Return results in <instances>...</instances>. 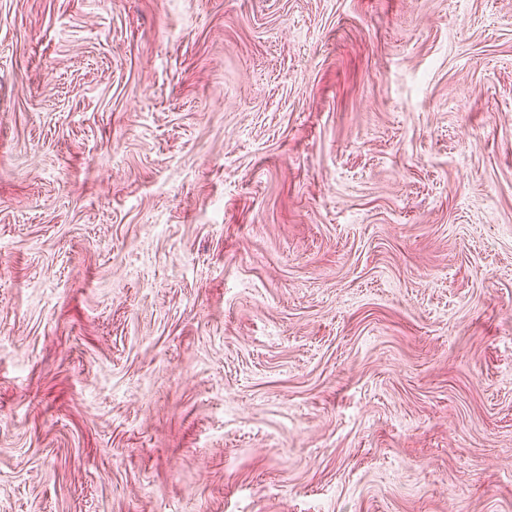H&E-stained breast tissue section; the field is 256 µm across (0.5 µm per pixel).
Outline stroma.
I'll list each match as a JSON object with an SVG mask.
<instances>
[{"label":"stroma","mask_w":512,"mask_h":512,"mask_svg":"<svg viewBox=\"0 0 512 512\" xmlns=\"http://www.w3.org/2000/svg\"><path fill=\"white\" fill-rule=\"evenodd\" d=\"M0 512H512V0H0Z\"/></svg>","instance_id":"stroma-1"}]
</instances>
